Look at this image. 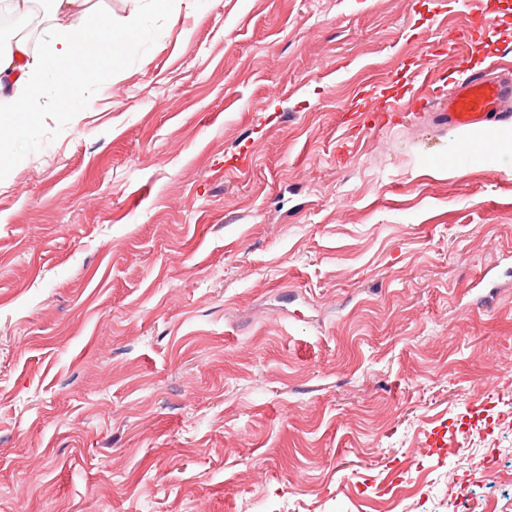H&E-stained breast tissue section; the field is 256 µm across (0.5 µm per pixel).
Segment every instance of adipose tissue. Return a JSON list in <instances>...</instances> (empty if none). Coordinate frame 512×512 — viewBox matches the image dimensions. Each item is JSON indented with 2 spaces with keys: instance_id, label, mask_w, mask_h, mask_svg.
Segmentation results:
<instances>
[{
  "instance_id": "ef3b65f1",
  "label": "adipose tissue",
  "mask_w": 512,
  "mask_h": 512,
  "mask_svg": "<svg viewBox=\"0 0 512 512\" xmlns=\"http://www.w3.org/2000/svg\"><path fill=\"white\" fill-rule=\"evenodd\" d=\"M52 26L43 52H33L27 35L16 33L0 39V131L15 126L19 113L40 104L48 83H55L58 94L69 95L83 71L93 80L108 81L110 69L94 65L100 46L125 47L139 31L145 14H178L185 0H131L128 13L121 19L95 14L91 0H50ZM80 16V27L59 26V19Z\"/></svg>"
}]
</instances>
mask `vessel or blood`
I'll return each instance as SVG.
<instances>
[{
	"label": "vessel or blood",
	"mask_w": 512,
	"mask_h": 512,
	"mask_svg": "<svg viewBox=\"0 0 512 512\" xmlns=\"http://www.w3.org/2000/svg\"><path fill=\"white\" fill-rule=\"evenodd\" d=\"M512 101V81L498 79L486 70L466 72L448 93V107L439 118L448 126L471 129L490 122H512L506 105Z\"/></svg>",
	"instance_id": "1"
}]
</instances>
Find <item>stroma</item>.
Listing matches in <instances>:
<instances>
[{"label": "stroma", "mask_w": 512, "mask_h": 512, "mask_svg": "<svg viewBox=\"0 0 512 512\" xmlns=\"http://www.w3.org/2000/svg\"><path fill=\"white\" fill-rule=\"evenodd\" d=\"M470 10L452 52L459 0H186L101 47L85 112L18 114L0 512H376L393 480L512 512L480 478L512 465V388L480 393L512 377V124L436 118L512 71V0Z\"/></svg>", "instance_id": "1"}]
</instances>
